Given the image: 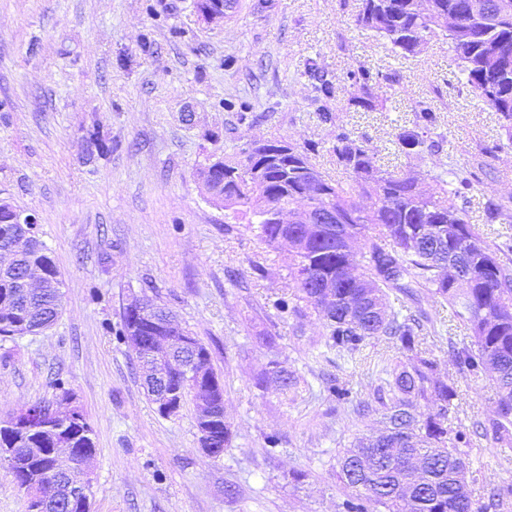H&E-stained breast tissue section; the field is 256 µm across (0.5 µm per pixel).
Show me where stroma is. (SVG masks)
Segmentation results:
<instances>
[{"label": "stroma", "instance_id": "obj_1", "mask_svg": "<svg viewBox=\"0 0 512 512\" xmlns=\"http://www.w3.org/2000/svg\"><path fill=\"white\" fill-rule=\"evenodd\" d=\"M359 0H238L226 18L202 16L197 0H0V199L35 214L64 292L48 329L0 340V419L54 402L61 376L94 430L91 512H338L347 491L337 454L378 429L358 416L395 351L367 340L355 358L325 347L316 312L280 313L290 297L287 252L261 244L245 218L207 199L201 168L235 157L255 141L317 142L313 161L349 184L329 148L304 74L316 60L339 87L328 106L354 138L376 148V163L420 179L431 157L388 149L396 126L431 100L444 150L472 168L477 145L501 138L495 112L461 81L447 40L397 59L359 29ZM400 70L385 109L352 112L350 66ZM107 132L98 155L88 130ZM512 196V146L498 152L469 215L485 236L512 238V223H486V199ZM158 297L208 348L225 386L232 441L221 457L197 444L195 412L158 414L143 390L134 353L115 332L131 295ZM435 329L426 348L458 397L451 417L464 429L491 423L490 376L459 371L452 345L468 337L448 309L420 301ZM300 380L294 397L261 389L269 361ZM349 389L347 400L328 387ZM279 439L270 447L269 436ZM469 469L487 512H512V452L492 434H474Z\"/></svg>", "mask_w": 512, "mask_h": 512}]
</instances>
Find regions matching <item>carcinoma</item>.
Instances as JSON below:
<instances>
[{"mask_svg": "<svg viewBox=\"0 0 512 512\" xmlns=\"http://www.w3.org/2000/svg\"><path fill=\"white\" fill-rule=\"evenodd\" d=\"M360 0L356 26L386 41L396 56L414 57L435 37L443 36L474 97L499 115L502 135L512 144V0H485L473 14L469 0ZM455 17L454 26L448 18ZM312 99L324 123L336 125L331 153L336 165L352 178L333 183L312 163L313 145H288L270 156L266 146L253 145L242 160H218L204 167L200 180L214 202L249 217L255 236L272 249L288 250V278L295 304L283 298L282 313L299 312V303L322 316L325 345L336 354L353 356L368 339L383 338L406 357L385 369L387 378L374 388L381 412L377 435L357 437L336 457V476L351 493L342 512H485L467 480L471 437L448 418L458 392L436 376L438 362L421 350L429 313L404 314L395 308L401 298L426 291L433 304L448 307L451 316L471 331L469 341L452 350L461 371L487 372L495 381L498 419L492 423L501 448H512V246L490 242L469 222V207L478 174L441 161V172L423 187L407 171L376 166V150L353 138L338 123L327 103L335 96L333 82L313 61L307 64ZM346 77L360 94L348 105L372 112L387 101V89L401 84L398 71L372 73L360 65ZM413 124L396 129L391 145L398 154L437 156L444 135L436 132L438 117L429 100L417 102ZM288 209L299 219L276 224L260 215ZM15 207L0 201V247L10 242L8 230ZM486 220L512 223V197L487 199ZM377 233H369V225ZM30 261L42 264L56 282L31 291L20 272ZM457 271L459 278L448 275ZM61 273L49 248L35 239L18 252L15 266L0 271V337L14 338L49 328L57 320L63 294ZM149 320L124 308L119 339L150 335ZM276 383L286 395L297 380L271 362L257 379ZM204 395L182 380L180 406L199 405ZM426 410L419 411L420 406ZM81 422L58 416L44 434L30 435L18 412L0 421V448L13 449V459L0 460L27 496L33 471L50 468L51 448L64 443L75 459L94 454V431L86 414ZM422 461L414 475L413 461ZM41 512H88L64 492Z\"/></svg>", "mask_w": 512, "mask_h": 512, "instance_id": "obj_1", "label": "carcinoma"}]
</instances>
